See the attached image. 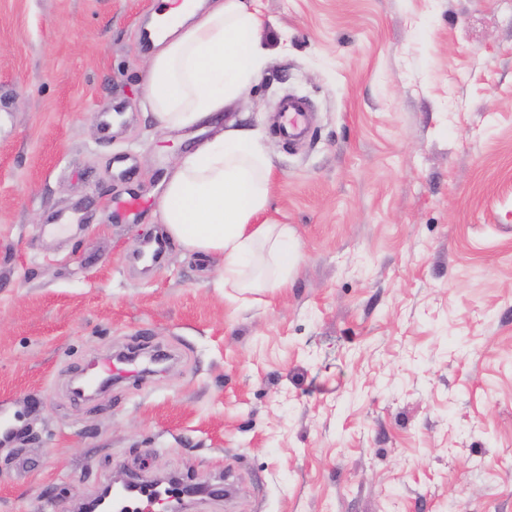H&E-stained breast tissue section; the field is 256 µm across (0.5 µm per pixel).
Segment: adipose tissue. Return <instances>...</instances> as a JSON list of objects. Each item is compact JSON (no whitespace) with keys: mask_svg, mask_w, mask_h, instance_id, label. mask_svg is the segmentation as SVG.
<instances>
[{"mask_svg":"<svg viewBox=\"0 0 512 512\" xmlns=\"http://www.w3.org/2000/svg\"><path fill=\"white\" fill-rule=\"evenodd\" d=\"M160 17L183 32L148 62L153 118L163 129L210 120L253 84L270 48L249 0H164ZM270 163L255 131L235 128L186 155L167 176L160 200L166 231L187 252L223 256L217 283L245 293L283 288L300 257L292 227L264 222Z\"/></svg>","mask_w":512,"mask_h":512,"instance_id":"obj_1","label":"adipose tissue"}]
</instances>
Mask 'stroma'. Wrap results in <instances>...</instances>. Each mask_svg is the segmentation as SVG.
Returning a JSON list of instances; mask_svg holds the SVG:
<instances>
[{"label": "stroma", "instance_id": "obj_1", "mask_svg": "<svg viewBox=\"0 0 512 512\" xmlns=\"http://www.w3.org/2000/svg\"><path fill=\"white\" fill-rule=\"evenodd\" d=\"M252 6L259 78L170 131L144 81L158 0H0V512H73L122 472L230 487L191 512H512V0ZM288 95L314 114L299 147ZM229 127L259 133L266 217L301 246L243 302L222 256L129 263L169 172ZM142 344L166 370L73 397ZM276 112L280 117L278 131L282 139L291 141L303 133L307 110L301 100L293 97L280 99ZM113 210L119 219L134 220L146 207V204L136 195L118 199L112 203Z\"/></svg>", "mask_w": 512, "mask_h": 512}]
</instances>
